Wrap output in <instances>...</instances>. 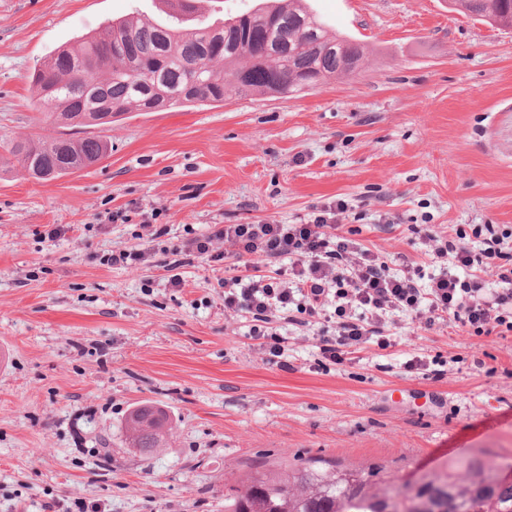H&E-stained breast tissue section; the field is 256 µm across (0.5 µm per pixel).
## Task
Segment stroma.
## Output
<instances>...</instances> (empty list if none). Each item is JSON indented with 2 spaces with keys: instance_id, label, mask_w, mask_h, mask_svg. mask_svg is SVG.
Here are the masks:
<instances>
[{
  "instance_id": "stroma-1",
  "label": "stroma",
  "mask_w": 512,
  "mask_h": 512,
  "mask_svg": "<svg viewBox=\"0 0 512 512\" xmlns=\"http://www.w3.org/2000/svg\"><path fill=\"white\" fill-rule=\"evenodd\" d=\"M308 4L365 45L355 74L292 98L126 113L100 129L102 160L49 182L0 148V512H224L225 487L312 457L399 485L512 458V334L399 315L388 347L334 363L317 348L328 322L281 321L274 357L218 285L267 272L260 258L186 261L178 288L159 264L210 225L302 224L339 198L343 229L424 282L425 229L464 231L473 249L474 225L512 227V28L448 0ZM127 15L171 21L162 0H0V145L56 135L31 74ZM147 245L156 266L110 261ZM413 359L443 376L408 373ZM137 402L173 419L147 457L123 444Z\"/></svg>"
}]
</instances>
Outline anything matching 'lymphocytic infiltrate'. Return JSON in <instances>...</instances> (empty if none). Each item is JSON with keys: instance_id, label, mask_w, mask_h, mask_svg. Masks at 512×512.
<instances>
[{"instance_id": "obj_1", "label": "lymphocytic infiltrate", "mask_w": 512, "mask_h": 512, "mask_svg": "<svg viewBox=\"0 0 512 512\" xmlns=\"http://www.w3.org/2000/svg\"><path fill=\"white\" fill-rule=\"evenodd\" d=\"M344 210L339 200L305 224H226L188 239L180 250L212 261L227 255L239 260L258 256L270 263L288 260L290 275H236L220 283L225 308L253 314L252 335L266 339L274 355L280 347L269 331L273 311L294 308L306 324L322 316L329 298L336 303L335 333L322 336L318 348L322 358L333 362L340 361L344 349L369 340L385 344L383 328L396 311L429 325L449 318L478 335L512 333V230L492 224L475 228L474 236L481 239L475 250L426 233L438 272L423 287L410 265L392 270L390 258L346 235L329 233L330 220ZM218 240L228 245V253L215 251ZM487 268L497 277L490 289L483 288L478 277Z\"/></svg>"}]
</instances>
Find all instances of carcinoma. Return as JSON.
<instances>
[{
  "label": "carcinoma",
  "mask_w": 512,
  "mask_h": 512,
  "mask_svg": "<svg viewBox=\"0 0 512 512\" xmlns=\"http://www.w3.org/2000/svg\"><path fill=\"white\" fill-rule=\"evenodd\" d=\"M493 24L512 27V0H451ZM248 23L229 19L219 35L209 24L178 28L130 16L112 21L76 47L55 52L31 76L37 102L55 97L56 113L92 119L97 112H158L221 103L232 95H299L319 81L348 77L365 59L362 44L329 30L307 0H262ZM22 169L47 168L53 178L74 173L108 152L99 135L12 140L7 146ZM168 412L151 403L131 408L125 446L149 455L165 447ZM495 468L463 460L424 486L396 487L363 474L325 467L323 461L284 473L253 472L224 494V512H512V485Z\"/></svg>",
  "instance_id": "obj_1"
}]
</instances>
